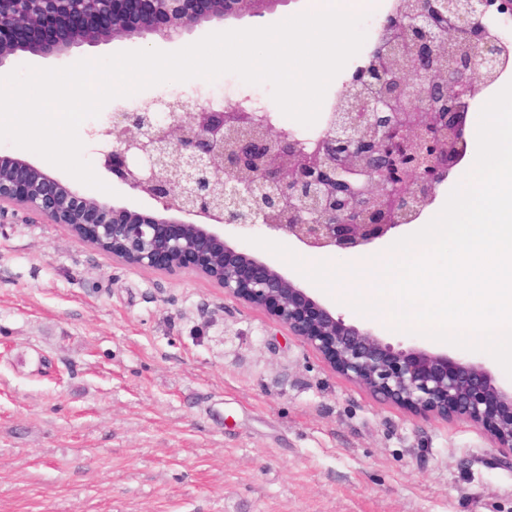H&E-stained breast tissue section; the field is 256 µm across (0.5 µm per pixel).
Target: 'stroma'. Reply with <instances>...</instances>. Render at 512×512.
<instances>
[{"label": "stroma", "instance_id": "1", "mask_svg": "<svg viewBox=\"0 0 512 512\" xmlns=\"http://www.w3.org/2000/svg\"><path fill=\"white\" fill-rule=\"evenodd\" d=\"M313 8L288 0L173 39L26 53L7 67L175 51ZM244 96L277 113L269 84L231 73L113 99L81 124L84 156L114 189L113 205L161 215L104 169L97 130L111 113L160 99L191 112ZM220 234L348 323L481 363L496 385L512 388L489 354L365 318L236 228ZM0 512H512V457L471 421L414 416L374 398L208 278L119 263L19 209L0 223Z\"/></svg>", "mask_w": 512, "mask_h": 512}]
</instances>
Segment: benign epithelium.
Returning a JSON list of instances; mask_svg holds the SVG:
<instances>
[{
    "label": "benign epithelium",
    "instance_id": "obj_1",
    "mask_svg": "<svg viewBox=\"0 0 512 512\" xmlns=\"http://www.w3.org/2000/svg\"><path fill=\"white\" fill-rule=\"evenodd\" d=\"M273 4L0 0V66L22 53L62 55L123 36H180ZM499 15H512V0H399L370 63L308 137L239 103L187 112L174 101L113 113L99 132L104 167L180 219L84 196L18 159L0 158V203L61 224L127 265L203 275L266 312L371 396L419 415L470 420L512 457V391L483 365L397 349L214 231L262 227L308 249L361 253L398 235L466 154L470 101L512 53L492 27ZM397 56L411 72L397 68Z\"/></svg>",
    "mask_w": 512,
    "mask_h": 512
}]
</instances>
